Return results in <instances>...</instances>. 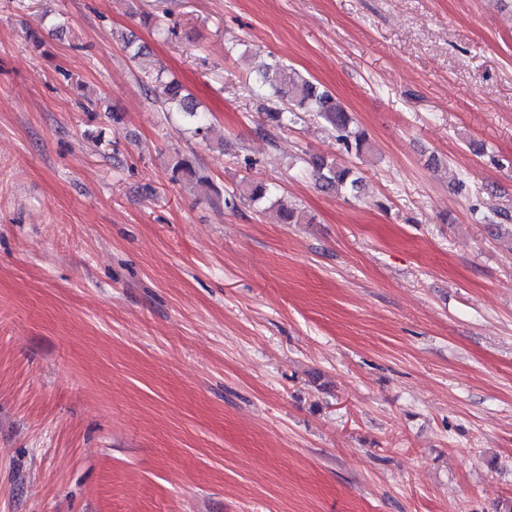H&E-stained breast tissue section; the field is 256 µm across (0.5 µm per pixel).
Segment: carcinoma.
I'll return each mask as SVG.
<instances>
[{
    "mask_svg": "<svg viewBox=\"0 0 512 512\" xmlns=\"http://www.w3.org/2000/svg\"><path fill=\"white\" fill-rule=\"evenodd\" d=\"M259 73L260 90L267 101L262 106L267 124L281 126L296 117L298 112H314L336 132L337 140L344 145L346 151H353L359 157L369 151L366 133L354 126L349 111L332 92L300 75L281 60L262 65ZM151 85V93L164 111L183 113L194 126V134L206 136L207 117L198 110L190 93L176 79L164 76V71L159 70L151 77ZM311 164L313 177L325 191L357 192L362 187L363 177L360 172L333 157L317 155L312 158ZM170 180L180 182L195 193L232 210L238 208V203L242 201L261 204L271 200L273 195L268 184L247 178L237 189L221 194L208 176L180 154L171 160ZM274 205L277 206L279 223H301V216L296 209L279 200Z\"/></svg>",
    "mask_w": 512,
    "mask_h": 512,
    "instance_id": "1",
    "label": "carcinoma"
}]
</instances>
